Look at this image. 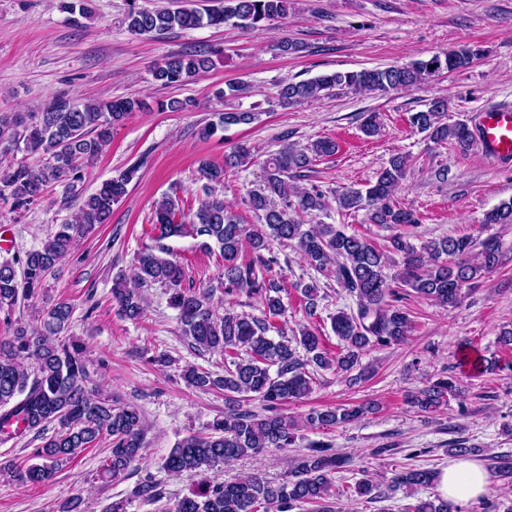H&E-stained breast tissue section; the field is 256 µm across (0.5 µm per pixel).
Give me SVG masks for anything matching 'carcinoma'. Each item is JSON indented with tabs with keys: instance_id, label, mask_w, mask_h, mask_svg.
Masks as SVG:
<instances>
[{
	"instance_id": "cac0c4a2",
	"label": "carcinoma",
	"mask_w": 512,
	"mask_h": 512,
	"mask_svg": "<svg viewBox=\"0 0 512 512\" xmlns=\"http://www.w3.org/2000/svg\"><path fill=\"white\" fill-rule=\"evenodd\" d=\"M220 2L222 6L202 11L184 7L144 10L136 0H129L125 22L130 32L141 36L228 22L246 31H257L286 18L293 7V0ZM217 53L219 50L214 49L172 55L154 67L153 79L163 86L184 82L208 69L210 56ZM477 54V49L462 46L442 56L435 54L407 64L336 71L288 82L281 85L278 102L282 107H293L336 90L389 94L421 84L443 69L467 68ZM146 108V102L139 98L76 106L59 96L36 117L0 114V154L21 150L40 159L36 166L0 164V199L11 202L12 210L21 213L43 198L52 184L75 185L82 179L83 166L94 162L111 142L114 128ZM447 111V101L436 98L426 109L413 113L410 121L432 142L453 144L463 153L469 151L475 145L473 133L461 121H445ZM255 119L254 112L227 107L219 114V122L202 127L199 135L208 139L220 128L251 124ZM335 153L336 142L322 138L303 148L285 143L264 161L261 184L248 199L249 208L262 221L258 229H247L224 199L212 191L206 192L187 222L172 198L165 197L156 204L153 223L160 231L159 238L190 236L199 240V247L205 251L219 249L223 266L216 283L203 289L183 286L182 266L162 245L139 254L131 278L121 274L114 277L112 298L123 317L136 320L143 313L142 287H166L169 304L178 311L182 332L192 339V348L200 353L224 355L222 376L197 366L183 372L185 382L196 390L224 392L226 409L224 417L214 420L207 432L190 433L175 443L165 458L164 468L169 473L202 474L267 448L294 445L295 423L279 409L290 399L312 393L314 375L308 367L348 373L365 350L403 342L414 330L409 311L398 305L404 289L443 307H455L463 290L498 267L501 252L493 237H447L427 241L417 248L400 233L390 238V249L384 250L368 238L348 234L333 224L302 223L301 215H317L327 208V201L317 186L306 187L300 181L317 158ZM252 159L253 148L239 144L224 156V164L204 163L200 174L216 187L224 183L227 171ZM408 167V156H393L369 187L343 190L337 197L339 207L365 210L374 224L419 223L415 213L395 201ZM134 172L130 168L103 182L79 207L73 220L56 225L40 248L26 252L22 258L0 261V312L8 315L18 300L38 296L47 273L78 239L107 223L112 205L126 195ZM482 224H512V202L487 211ZM271 240L295 247L310 266L333 275L356 298V310L339 311L331 319L340 342L336 355H331L321 336L306 326L288 336L283 321L282 286L273 275L277 258L264 255ZM246 244L252 249V257L244 261L240 253ZM398 263L401 270L397 274L385 273L386 267ZM218 290L226 297H258L262 316L231 309L218 316L213 307ZM71 315V305L58 302L43 311L39 325L30 328L11 322L12 335L0 337V443L25 432H38L54 421L59 424L53 436L33 449L34 463L25 467L0 463V472L23 485L51 481L62 466L77 460L103 435L112 441L103 464L104 474L112 480L127 478L144 459L148 427L140 408L89 387L82 347L60 339ZM458 392L453 378H440L413 395L411 403L422 412H432ZM251 396L265 402L269 414L262 416L244 409L243 402ZM369 410L366 405L313 408L306 414L304 426L313 431L328 430ZM350 463V459L333 452L332 444L312 442L309 453L283 482L274 484L250 474L229 484L205 483L164 505L162 512H295L305 505L312 507V512H337L336 500L343 491L336 489L333 475ZM493 465L495 474L512 484V455L493 457ZM437 476L430 469L406 468L394 473L384 490L368 477L357 482L353 492L372 500L386 490L411 494L418 488L435 485ZM131 497L152 505L163 501L166 492L162 483L148 473L135 483ZM407 512L461 510L455 501L436 495L416 500L408 505Z\"/></svg>"
}]
</instances>
